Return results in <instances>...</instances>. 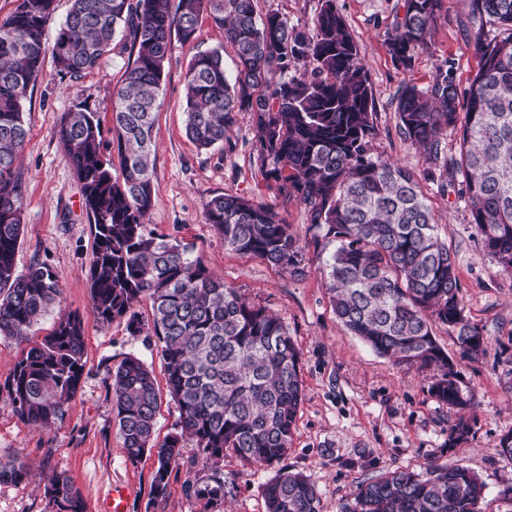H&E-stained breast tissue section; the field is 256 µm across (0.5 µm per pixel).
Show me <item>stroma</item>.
Returning a JSON list of instances; mask_svg holds the SVG:
<instances>
[{
    "label": "stroma",
    "instance_id": "obj_1",
    "mask_svg": "<svg viewBox=\"0 0 512 512\" xmlns=\"http://www.w3.org/2000/svg\"><path fill=\"white\" fill-rule=\"evenodd\" d=\"M444 15L430 50L417 52L409 69L399 68L387 43L395 13L403 0H335L359 46L374 92V154L414 170L425 166L421 154L398 131L397 99L405 84L427 89L439 64H449L456 83L468 88L480 59L457 27L459 0H444ZM320 0H255L258 15L279 13L289 23L312 26ZM223 48L227 74H235V54L223 29L201 15L194 42L173 43L164 62L161 107L154 128V206L148 231L193 244L195 254L224 282L277 314L301 354L303 402L291 447L278 465L243 462L226 453L223 512H265L263 488L278 469L303 473L315 485L323 512H340L357 484L395 469L425 472L432 464H460L484 483L486 512H512L502 492L512 487V458L500 452L502 435L512 432V277L500 274L485 250L464 203L438 185L425 183L439 232L455 253L456 274L465 313L481 331L484 351L477 360H459L460 386L472 406L467 443L452 449L448 432L457 409L430 392L432 369L407 368L377 355L338 322L321 268L326 256L308 251L305 275L293 276L264 261L224 246L207 224L203 204L213 196L236 194L277 208L280 219L298 235L309 227L304 206H281L274 182L264 178L253 146L249 113L241 112L223 144L198 149L184 129L185 75L198 52ZM130 57L114 49L93 70L77 79H60L52 61L23 102L28 137L21 154L23 228L15 256L17 272L30 264L50 265L59 277V303L34 326L42 339L60 316L75 312L85 329V368L80 389L62 422L39 428L17 417L7 391L9 371L22 346L0 336V460L30 463L41 478L0 484V512H52L44 494V477L66 473L84 496V512H103L118 487L131 494L130 512H205L203 502L187 498L188 482L206 476L196 461L198 449L185 439L183 459L169 478L166 498L151 492L155 458L138 463L126 458L123 440L112 420V372L127 356L140 357L152 370L160 394L156 436L174 432L178 410L171 400L164 362L150 330V300L135 311L144 325L131 335L125 322L101 323L92 305L87 273L93 234L81 185L60 144L58 130L67 112L84 104L110 126L112 97Z\"/></svg>",
    "mask_w": 512,
    "mask_h": 512
}]
</instances>
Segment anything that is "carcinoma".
Here are the masks:
<instances>
[{
    "instance_id": "cac0c4a2",
    "label": "carcinoma",
    "mask_w": 512,
    "mask_h": 512,
    "mask_svg": "<svg viewBox=\"0 0 512 512\" xmlns=\"http://www.w3.org/2000/svg\"><path fill=\"white\" fill-rule=\"evenodd\" d=\"M55 2L18 0L0 23V336L25 344L7 379L23 422L44 427L64 419L83 376L85 341L76 314L60 317L41 341L29 338L61 288L44 263L15 270L23 206L17 162L28 136L22 104L43 77L46 54L58 75L77 79L112 51L120 31L133 59L113 96L112 139L85 107L66 115L59 139L91 219L88 282L97 317L107 324L124 320L138 335L143 327L134 307L151 300L153 335L179 409L180 430L156 442L152 371L141 358L126 357L112 373V419L127 458L134 464L155 452L152 491L162 499L184 438L195 439L211 475L188 484L187 496L214 508L224 503V453L271 465L292 445L303 389L300 353L288 327L214 275L193 246L146 229L153 206L148 158L164 62L172 40L195 39L204 12L224 29L237 74L228 79L219 49L192 58L186 134L208 150L224 142L236 113H250L265 175L276 182L282 205L305 206L312 236L301 240L273 208L232 194L205 202L206 222L224 237V247L293 275L304 273L309 248L334 246L322 275L342 326L398 365L434 368L432 395L461 410L471 406L432 322L456 333L462 360L483 352L484 336L465 315L454 254L437 233L421 177L370 151L373 88L335 0H321L311 29L277 13L257 16L255 0H178L174 9L171 0H71L49 47L44 28ZM403 9L389 51L406 67L416 51L430 48L443 0H404ZM458 24L481 60L479 72L464 93L446 63L427 90L404 86L399 130L423 155L424 178L440 179L441 188L465 203L484 248L512 276V0H468ZM300 61L308 67L277 78ZM450 129L460 132L455 159L446 150ZM470 432L469 420L460 418L448 447L466 443ZM29 476L22 462H0V483ZM483 489L464 466L396 469L359 484L342 512H486ZM45 495L55 512H84L83 495L64 472L48 480ZM264 499L266 512H321L315 485L300 472L278 471Z\"/></svg>"
}]
</instances>
